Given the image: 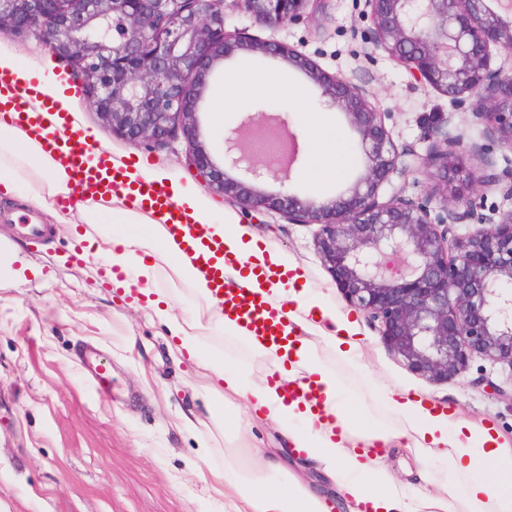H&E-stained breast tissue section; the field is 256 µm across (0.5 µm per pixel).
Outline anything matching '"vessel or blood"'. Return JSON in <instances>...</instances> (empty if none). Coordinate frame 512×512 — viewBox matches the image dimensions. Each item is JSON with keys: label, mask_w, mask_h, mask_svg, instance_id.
I'll return each instance as SVG.
<instances>
[{"label": "vessel or blood", "mask_w": 512, "mask_h": 512, "mask_svg": "<svg viewBox=\"0 0 512 512\" xmlns=\"http://www.w3.org/2000/svg\"><path fill=\"white\" fill-rule=\"evenodd\" d=\"M38 97L46 110L55 107V94L37 80L31 81L25 90H17L14 78L0 75V114L10 117L12 124H39L40 118L27 110L30 98ZM90 149L88 136L83 130H76L75 138L65 155L67 166L72 173L74 186L79 194H115L124 190L136 192L144 202L166 211L170 236L181 239L187 250L197 253L199 259L211 266V293L224 316L242 320L246 327L258 335L267 337L274 344L287 342L285 333V311L269 306L264 298L249 289L233 293L224 288L223 261L228 254L224 242L211 236L207 225L193 221L185 208L172 206L165 192L152 183L127 182L125 167L112 170L111 178H103L99 170L87 167L85 156Z\"/></svg>", "instance_id": "b4317fda"}]
</instances>
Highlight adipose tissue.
I'll use <instances>...</instances> for the list:
<instances>
[{"label": "adipose tissue", "mask_w": 512, "mask_h": 512, "mask_svg": "<svg viewBox=\"0 0 512 512\" xmlns=\"http://www.w3.org/2000/svg\"><path fill=\"white\" fill-rule=\"evenodd\" d=\"M51 135L59 147H66L70 127L55 121L47 132L0 122V191L30 203L48 213L58 223H68L60 204L72 195L74 183L47 152L44 135ZM146 181L163 190L176 205L186 206L197 221L210 224L216 235L237 259L226 267L230 288H250L267 296L275 305L285 306L288 319L300 331L287 351L251 333L241 322L228 319L214 306L208 291L205 266L183 256L178 240L164 228L165 215L149 210L135 195L83 197L76 209L86 224H100L115 218L129 224L128 232L108 238L106 247H94L93 259L134 274L146 282L142 294L147 305L165 323L178 350L196 354L199 330L208 326L236 339L251 357L269 362L272 379L248 380L241 367H225L201 361L202 369L214 372L223 387L225 407L237 402L255 403L260 418L276 425L292 448L304 450L323 473L337 483L346 495L367 504L370 512H512V447L499 442L496 434L475 423H453L440 408L406 390L384 388L383 396L397 416L395 432L378 430L356 421L346 409L344 391L336 371L321 357L329 350L338 360H349L355 345L348 336L351 324L346 317L332 316L330 310L301 275L277 250H261L235 225L214 224L207 207L187 188L173 184L164 175L144 172ZM272 264L291 271L290 282L274 278L255 280L249 263ZM169 268V279L188 284L202 304L201 315L189 318L173 313L167 295L153 293V282L160 265ZM332 318L333 332H326L319 321ZM305 382L311 395L295 399L288 389ZM406 438L417 460L435 455L447 464L448 480L438 498H413L397 485L391 475L375 467L366 449L379 448L392 436ZM493 468L487 478L485 468ZM224 496L232 512H329L330 504L311 492L282 463L258 450L228 447L224 450Z\"/></svg>", "instance_id": "obj_1"}]
</instances>
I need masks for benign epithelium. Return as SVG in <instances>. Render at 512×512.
I'll list each match as a JSON object with an SVG mask.
<instances>
[{
  "label": "benign epithelium",
  "instance_id": "benign-epithelium-1",
  "mask_svg": "<svg viewBox=\"0 0 512 512\" xmlns=\"http://www.w3.org/2000/svg\"><path fill=\"white\" fill-rule=\"evenodd\" d=\"M316 2L0 0V34L31 37L65 59L113 134L146 146L181 134L208 190L245 214L276 210L293 224L318 225L315 247L336 288L412 372L446 381L475 356L512 369V208L489 223L478 214L489 188L512 201V177L488 172V143L512 153V74L491 67L492 50L512 49V21L487 0H364L374 49L453 105L477 108L488 139L467 146L462 134L438 129L419 162L434 180L429 195L399 189L384 199L392 176L406 172L407 150L370 93L285 42L226 28L230 8L275 30ZM240 51L288 63L344 112L365 162L344 192L325 202L256 194L197 140L206 77ZM224 164L259 181L283 178L290 161L255 160L239 129L224 137Z\"/></svg>",
  "mask_w": 512,
  "mask_h": 512
}]
</instances>
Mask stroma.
Segmentation results:
<instances>
[{"label": "stroma", "instance_id": "35a3bbf8", "mask_svg": "<svg viewBox=\"0 0 512 512\" xmlns=\"http://www.w3.org/2000/svg\"><path fill=\"white\" fill-rule=\"evenodd\" d=\"M364 0H319L312 14L254 36L273 37L310 57L322 69L365 86L398 146L418 164L443 118L466 141L483 142V126L469 110L455 109L431 87L417 83L386 54L364 39ZM66 88L77 90L80 127L100 135L113 159L165 172L196 188L222 223L233 224L257 242L277 247L293 262L310 289L336 312L350 318L355 363L336 369L351 413L380 430H393L396 416L380 386L402 387L452 409L457 419L491 423L512 443V367L476 357L453 379L431 383L405 367L380 341L366 316L352 308L336 287L314 245L317 225L292 224L278 211L245 215L211 193L185 155L184 138L145 148L104 128L90 108L81 78L60 66ZM274 71L299 88L298 101L265 105L253 99L228 107L226 95L241 72ZM268 108L298 136L297 163L287 177L254 182L255 190L290 192L325 201L345 189L364 169L357 140L345 115L325 103L302 72L262 56L234 55L211 69L197 115L200 141L215 162L224 160V135L247 114ZM321 112L343 152L337 178L313 182L308 174L314 144L303 124ZM12 207L0 199V244L16 249L18 265L38 278L14 284L0 277V512H226L217 473L224 470L222 399L207 387L195 358L180 353L168 329L146 308L139 288L107 287L106 269L76 255L84 234L72 224L55 225L45 245L17 243ZM205 356L243 366L250 379L265 373L261 362L217 331H200ZM93 347L112 363V393L102 399L82 365L80 352ZM196 421L183 428L181 417ZM212 451L202 454V442ZM380 463L408 495L436 494L446 478L437 456L417 463L404 438L385 445Z\"/></svg>", "mask_w": 512, "mask_h": 512}]
</instances>
